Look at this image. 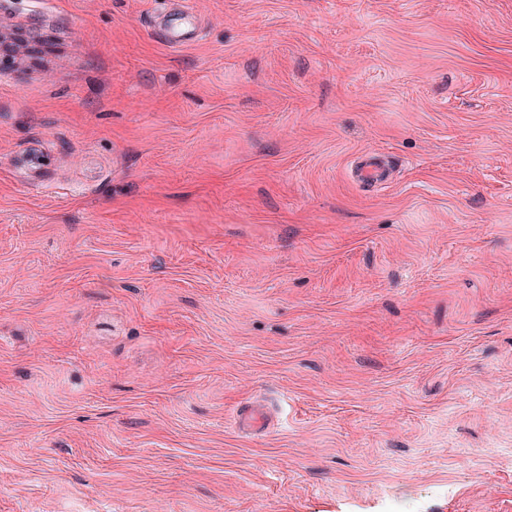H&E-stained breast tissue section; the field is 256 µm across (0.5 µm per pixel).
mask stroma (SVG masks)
Wrapping results in <instances>:
<instances>
[{"mask_svg": "<svg viewBox=\"0 0 512 512\" xmlns=\"http://www.w3.org/2000/svg\"><path fill=\"white\" fill-rule=\"evenodd\" d=\"M0 15V512H512V0Z\"/></svg>", "mask_w": 512, "mask_h": 512, "instance_id": "1", "label": "stroma"}]
</instances>
